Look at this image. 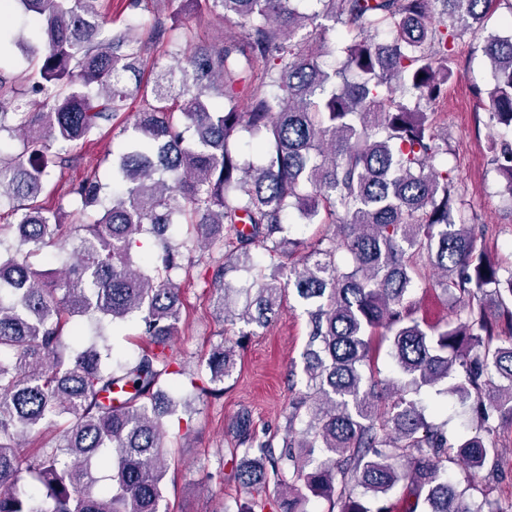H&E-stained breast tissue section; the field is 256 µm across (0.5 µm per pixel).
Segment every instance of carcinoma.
<instances>
[{"label":"carcinoma","mask_w":512,"mask_h":512,"mask_svg":"<svg viewBox=\"0 0 512 512\" xmlns=\"http://www.w3.org/2000/svg\"><path fill=\"white\" fill-rule=\"evenodd\" d=\"M36 20L40 46L0 30V54L40 56L27 89L0 77V134L19 151L0 156V200L15 215L0 238V512H160L170 470L163 412L166 383L183 375L172 354L182 319L171 273L205 264L204 283L224 322L267 327L287 293L307 316L304 389L285 434L258 429L249 413L233 426L231 477L251 495L238 512H393L380 503L402 488L400 512H483L448 479V465L487 470L488 512H512V271L488 254L484 224L457 206L456 177L436 166L448 137L433 126L452 76L455 45L483 30L497 0H181L244 33L220 44L193 41L155 17L109 30L100 0H15ZM348 38L339 66L327 34ZM481 51L492 82L477 89L492 126L512 130V34L489 33ZM156 71L154 84L140 80ZM136 105L132 133L112 162V186L92 171L69 185L55 211L38 198L70 150ZM241 132L255 165L241 159ZM512 199V141L489 140ZM295 212L325 229L309 243L285 235ZM171 224L191 235L172 243ZM156 249L138 258L137 237ZM49 247L60 270L28 259ZM270 259L259 287L229 276ZM209 253L202 262L198 253ZM460 303L430 324L417 316V285ZM245 296L242 308L238 297ZM135 320L134 358L108 363L111 348L74 347L75 317ZM404 379L377 378L381 351ZM190 378L197 397L219 395L237 371L233 347ZM450 394L479 422L448 437L427 419L423 393ZM301 429H296L297 423ZM56 431L38 452L28 439ZM109 485L98 486L101 469Z\"/></svg>","instance_id":"obj_1"}]
</instances>
